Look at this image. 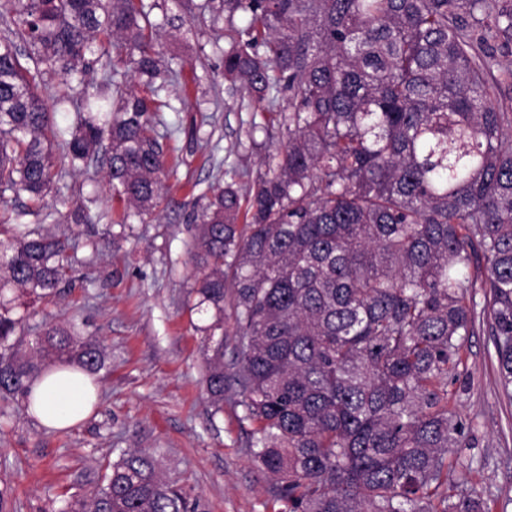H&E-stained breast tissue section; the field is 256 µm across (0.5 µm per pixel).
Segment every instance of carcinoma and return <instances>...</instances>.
I'll return each mask as SVG.
<instances>
[{
    "mask_svg": "<svg viewBox=\"0 0 512 512\" xmlns=\"http://www.w3.org/2000/svg\"><path fill=\"white\" fill-rule=\"evenodd\" d=\"M144 0H0V199L37 207L57 161L108 142L106 184L144 222L160 206L168 156L159 93L172 70ZM231 21L224 78L280 112V144L247 196L229 184L194 217L192 309L205 385L224 403V337L234 341L239 421L287 512H483L448 492L461 425L448 384L490 290L499 381L512 395V0H219ZM106 89L69 134L43 99L51 80ZM127 69L137 89L123 91ZM0 395L30 394L50 365L91 372L102 351L29 309L59 294L69 241L1 224ZM485 262L484 279L471 268ZM438 506H433V502ZM66 512H197L141 449L107 463Z\"/></svg>",
    "mask_w": 512,
    "mask_h": 512,
    "instance_id": "1",
    "label": "carcinoma"
}]
</instances>
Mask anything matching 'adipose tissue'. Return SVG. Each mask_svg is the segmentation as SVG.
I'll return each instance as SVG.
<instances>
[{
    "label": "adipose tissue",
    "mask_w": 512,
    "mask_h": 512,
    "mask_svg": "<svg viewBox=\"0 0 512 512\" xmlns=\"http://www.w3.org/2000/svg\"><path fill=\"white\" fill-rule=\"evenodd\" d=\"M35 417L46 428L63 429L83 421L92 410L95 389L80 371L54 370L33 385Z\"/></svg>",
    "instance_id": "ef3b65f1"
}]
</instances>
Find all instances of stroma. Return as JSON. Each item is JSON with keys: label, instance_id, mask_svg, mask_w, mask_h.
Here are the masks:
<instances>
[{"label": "stroma", "instance_id": "obj_1", "mask_svg": "<svg viewBox=\"0 0 512 512\" xmlns=\"http://www.w3.org/2000/svg\"><path fill=\"white\" fill-rule=\"evenodd\" d=\"M158 25L156 48L178 77L162 92L168 107L157 130L174 172L147 223L124 218L105 167H64L40 209L28 197L0 201V224H26L71 237L70 278L49 305L56 321L76 324L103 349L94 378L99 401L75 426L50 431L25 398H0V512H63L72 495L95 491L100 466L141 448L171 482L199 501V512H285L277 485L260 470L250 428L239 422L232 338H225L224 406L215 410L204 382V345L188 292L194 284L189 219L203 194L234 184L247 192L261 171L266 113L224 79V20L207 0H145ZM91 220L77 224V205ZM126 221L124 236L113 224ZM488 289L470 305L458 375L448 399L462 422L449 485L467 480L486 512H512V397L499 384Z\"/></svg>", "mask_w": 512, "mask_h": 512}]
</instances>
